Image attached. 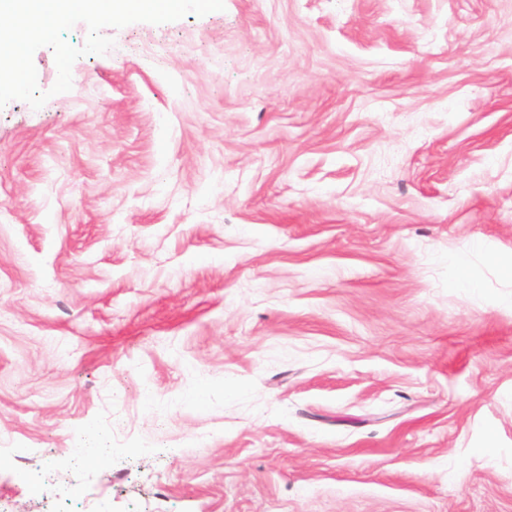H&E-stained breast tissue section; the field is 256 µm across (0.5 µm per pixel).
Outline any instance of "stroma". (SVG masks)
Instances as JSON below:
<instances>
[{"mask_svg":"<svg viewBox=\"0 0 512 512\" xmlns=\"http://www.w3.org/2000/svg\"><path fill=\"white\" fill-rule=\"evenodd\" d=\"M224 5L0 108V502L512 512V0Z\"/></svg>","mask_w":512,"mask_h":512,"instance_id":"35a3bbf8","label":"stroma"}]
</instances>
